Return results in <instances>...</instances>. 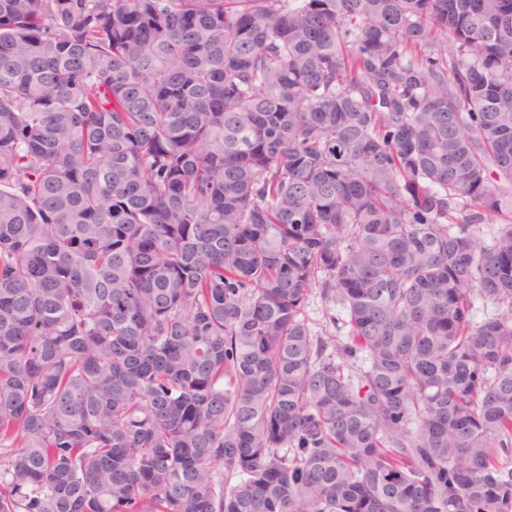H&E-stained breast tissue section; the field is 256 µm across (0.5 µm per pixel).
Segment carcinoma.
<instances>
[{
	"mask_svg": "<svg viewBox=\"0 0 512 512\" xmlns=\"http://www.w3.org/2000/svg\"><path fill=\"white\" fill-rule=\"evenodd\" d=\"M0 512H512V0H0ZM306 315L309 325L318 331L322 329L326 321H329V316L344 317L340 307L325 303L319 297H312L310 299L306 307Z\"/></svg>",
	"mask_w": 512,
	"mask_h": 512,
	"instance_id": "carcinoma-1",
	"label": "carcinoma"
}]
</instances>
